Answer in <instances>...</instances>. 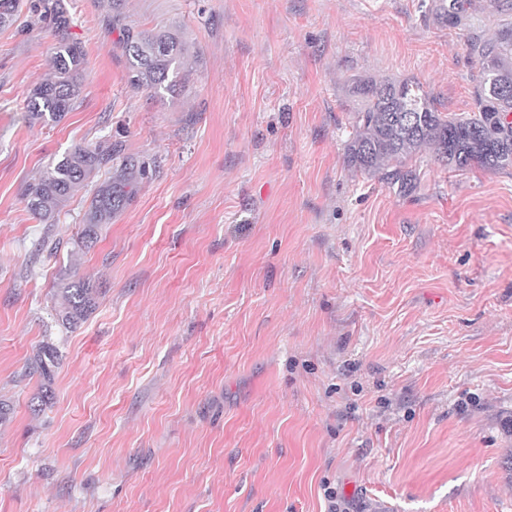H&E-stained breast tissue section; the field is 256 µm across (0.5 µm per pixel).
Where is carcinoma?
Returning <instances> with one entry per match:
<instances>
[{"label":"carcinoma","mask_w":512,"mask_h":512,"mask_svg":"<svg viewBox=\"0 0 512 512\" xmlns=\"http://www.w3.org/2000/svg\"><path fill=\"white\" fill-rule=\"evenodd\" d=\"M18 2L0 0V27L12 23ZM124 2L104 0V5L109 24L122 35L130 86L155 94L175 90L187 78L185 42L177 33L149 34L125 24ZM30 8L59 31L69 27V12L62 0L50 5L45 0H30ZM458 9V0H431L428 5L441 22L455 17ZM473 52L480 65L475 111L464 116L438 111L434 100L416 81L353 80L350 93L356 102V133L347 145L349 165L364 174L380 175L381 181L403 195L413 189L414 175L407 161L422 151L430 152L450 169L478 166L497 171L512 167V124L500 120V116L512 113V23L502 25L495 37L475 46ZM84 56L80 41L68 35L61 37L51 55V76L37 84L28 97L29 122L56 123L76 107L84 82ZM121 152V147L110 140L79 146L24 184L22 197L28 209L46 223L44 235L34 245L33 260L58 250L53 225L59 223L73 192L91 176L103 172L107 178L92 189L83 227L74 240V246L80 249L90 248L98 239L100 225L109 223L112 215L136 194L137 176L146 173V166ZM98 295L91 281L63 271L57 282V321L69 329L77 327L94 310ZM59 360L58 348L46 342L25 368L24 376L40 379L32 397L35 412L44 410L53 400L52 384Z\"/></svg>","instance_id":"cac0c4a2"}]
</instances>
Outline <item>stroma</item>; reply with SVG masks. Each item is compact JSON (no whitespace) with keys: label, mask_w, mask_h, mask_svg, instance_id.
Returning <instances> with one entry per match:
<instances>
[{"label":"stroma","mask_w":512,"mask_h":512,"mask_svg":"<svg viewBox=\"0 0 512 512\" xmlns=\"http://www.w3.org/2000/svg\"><path fill=\"white\" fill-rule=\"evenodd\" d=\"M64 2L86 79L60 122L25 117L52 26L23 8L0 28V512H512V167L422 152L401 195L346 158L352 79L473 111L470 45L512 0L448 23L422 0H127L188 49L158 95L130 86L100 0ZM105 139L148 176L87 250L76 191L57 257L27 269L24 183ZM65 266L100 289L73 329ZM59 360L60 355L58 348L46 342L40 346L37 354L25 368V376L33 377L37 375L40 379L39 389L32 397L31 406L34 412H41L53 400L52 384L55 369L59 365ZM35 403L37 405H35Z\"/></svg>","instance_id":"35a3bbf8"}]
</instances>
